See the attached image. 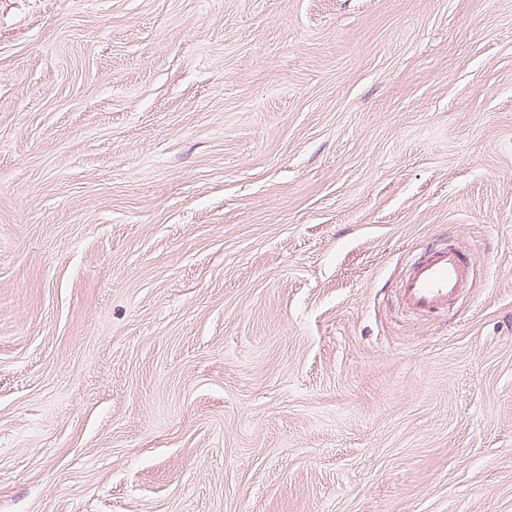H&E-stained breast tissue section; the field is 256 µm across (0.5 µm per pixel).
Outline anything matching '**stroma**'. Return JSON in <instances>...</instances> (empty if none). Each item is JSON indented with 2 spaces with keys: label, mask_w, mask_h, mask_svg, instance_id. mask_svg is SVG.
Masks as SVG:
<instances>
[{
  "label": "stroma",
  "mask_w": 512,
  "mask_h": 512,
  "mask_svg": "<svg viewBox=\"0 0 512 512\" xmlns=\"http://www.w3.org/2000/svg\"><path fill=\"white\" fill-rule=\"evenodd\" d=\"M0 512H512V0H0ZM474 267L453 245L412 262L401 282L400 301L412 315L444 310L469 290Z\"/></svg>",
  "instance_id": "obj_1"
}]
</instances>
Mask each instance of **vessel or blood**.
I'll list each match as a JSON object with an SVG mask.
<instances>
[{"mask_svg": "<svg viewBox=\"0 0 512 512\" xmlns=\"http://www.w3.org/2000/svg\"><path fill=\"white\" fill-rule=\"evenodd\" d=\"M474 267L454 246L429 252L412 262L401 282L400 301L412 315L444 310L466 294Z\"/></svg>", "mask_w": 512, "mask_h": 512, "instance_id": "vessel-or-blood-1", "label": "vessel or blood"}]
</instances>
